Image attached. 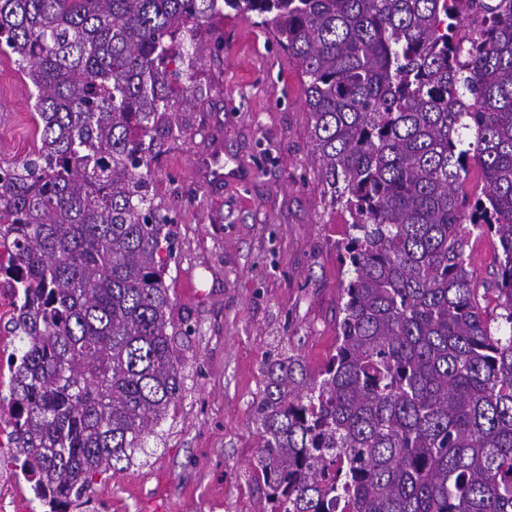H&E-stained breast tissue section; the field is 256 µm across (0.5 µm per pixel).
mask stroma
Wrapping results in <instances>:
<instances>
[{"label": "stroma", "instance_id": "35a3bbf8", "mask_svg": "<svg viewBox=\"0 0 512 512\" xmlns=\"http://www.w3.org/2000/svg\"><path fill=\"white\" fill-rule=\"evenodd\" d=\"M198 38L201 102L185 113L188 134L151 163L172 219L173 314L194 329L178 339L184 390L143 452L99 476L77 512H266L253 412L264 363L295 355L315 375L334 350L346 217L312 163L302 78L269 28L246 19ZM32 91L0 60V163L21 164L34 148ZM207 151L229 160L230 178L200 168Z\"/></svg>", "mask_w": 512, "mask_h": 512}]
</instances>
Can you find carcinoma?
Returning a JSON list of instances; mask_svg holds the SVG:
<instances>
[{"label": "carcinoma", "mask_w": 512, "mask_h": 512, "mask_svg": "<svg viewBox=\"0 0 512 512\" xmlns=\"http://www.w3.org/2000/svg\"><path fill=\"white\" fill-rule=\"evenodd\" d=\"M272 26L306 87L348 275L318 376L279 354L255 403L270 512H512V0H0L35 147L0 183L19 305L12 461L50 512L143 449L182 394L144 191L221 15ZM480 182L469 187L472 166ZM497 245L482 305L471 236Z\"/></svg>", "instance_id": "1"}]
</instances>
